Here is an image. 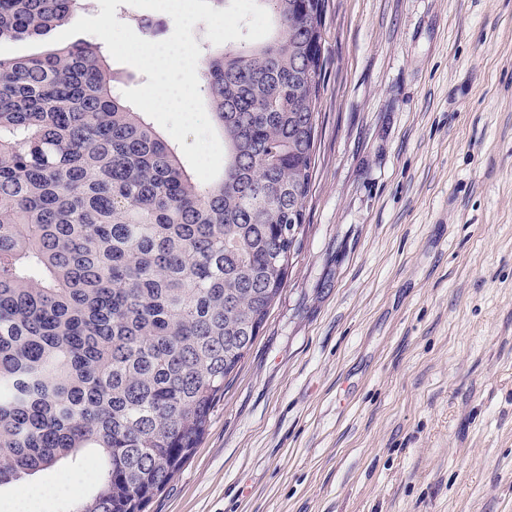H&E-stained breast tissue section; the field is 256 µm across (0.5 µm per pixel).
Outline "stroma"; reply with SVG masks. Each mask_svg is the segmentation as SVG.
<instances>
[{"mask_svg": "<svg viewBox=\"0 0 512 512\" xmlns=\"http://www.w3.org/2000/svg\"><path fill=\"white\" fill-rule=\"evenodd\" d=\"M323 54L286 286L148 512H512V0H328Z\"/></svg>", "mask_w": 512, "mask_h": 512, "instance_id": "obj_1", "label": "stroma"}]
</instances>
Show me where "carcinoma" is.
I'll use <instances>...</instances> for the list:
<instances>
[{
  "instance_id": "cac0c4a2",
  "label": "carcinoma",
  "mask_w": 512,
  "mask_h": 512,
  "mask_svg": "<svg viewBox=\"0 0 512 512\" xmlns=\"http://www.w3.org/2000/svg\"><path fill=\"white\" fill-rule=\"evenodd\" d=\"M268 37L204 59L221 174L204 183L85 41L0 57V487L102 456L71 512H147L280 297L305 216L326 0H256ZM81 0H0V40Z\"/></svg>"
}]
</instances>
